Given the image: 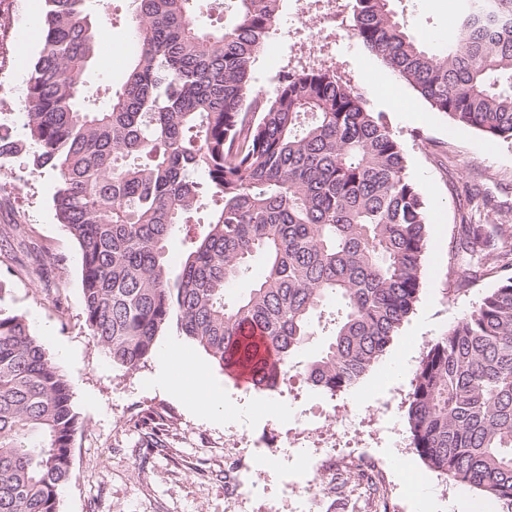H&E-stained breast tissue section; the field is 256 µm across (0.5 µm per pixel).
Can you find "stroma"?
I'll list each match as a JSON object with an SVG mask.
<instances>
[{
  "label": "stroma",
  "mask_w": 512,
  "mask_h": 512,
  "mask_svg": "<svg viewBox=\"0 0 512 512\" xmlns=\"http://www.w3.org/2000/svg\"><path fill=\"white\" fill-rule=\"evenodd\" d=\"M110 66L92 64L90 85L97 106L119 89L137 51L130 0H107ZM45 0H0V123L24 136L20 103L27 75L42 49L37 22ZM353 0H283L275 31L253 69V85L273 95L287 71L322 66L360 90L368 107L384 113L399 139L407 172L432 215L427 233L423 290L379 363L353 389L331 396L291 376L283 390L236 386L206 353L184 338L160 337L155 353L138 368L112 364L89 334L83 316L78 247L58 224L53 206L57 177L32 172L26 156L0 161V227L19 236L0 245V283L12 309L26 316L46 351L73 383L79 416L74 434L73 478L59 512H228L224 468L235 455L255 453L272 461L253 468L255 488L244 512H303L299 487L315 476L314 460L348 432L347 455L378 463L385 471L388 512H481L482 494L430 468L411 446L409 395L419 363L458 318L498 284L480 264L455 255L469 195L488 198L477 220L512 225V141L491 140L434 111L408 85L394 105L366 79L380 60L352 38ZM455 0H399L396 10L409 34L432 47L455 25ZM178 364L165 386L156 378L162 357ZM206 364L211 378L235 405L205 418L179 376ZM287 406L288 417L267 411ZM313 423L303 444L290 442L293 414Z\"/></svg>",
  "instance_id": "stroma-1"
}]
</instances>
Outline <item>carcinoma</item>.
I'll return each mask as SVG.
<instances>
[{
    "mask_svg": "<svg viewBox=\"0 0 512 512\" xmlns=\"http://www.w3.org/2000/svg\"><path fill=\"white\" fill-rule=\"evenodd\" d=\"M282 2L224 0L212 28L198 0H132L138 50L97 109L88 72L104 2L45 0L26 135L1 132L0 160L26 154L56 172L86 326L122 368L172 333L275 390L325 336L303 379L334 396L375 366L420 298L431 217L383 113L322 67L285 72L271 97L253 88ZM393 2L354 0L351 36L434 111L512 140V0H484L486 17L460 19L439 49L410 37ZM180 229L189 246L175 271L166 252ZM458 251L502 276L420 361L411 445L512 512V229L463 224ZM257 257L262 273L228 301ZM76 426L70 380L0 284V512H58ZM333 481L371 496L351 470Z\"/></svg>",
    "mask_w": 512,
    "mask_h": 512,
    "instance_id": "obj_1",
    "label": "carcinoma"
}]
</instances>
